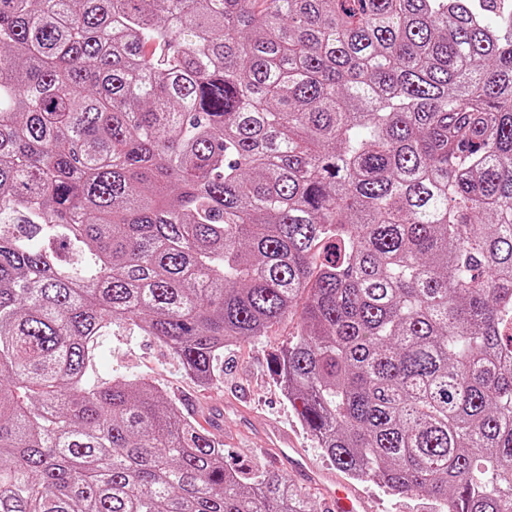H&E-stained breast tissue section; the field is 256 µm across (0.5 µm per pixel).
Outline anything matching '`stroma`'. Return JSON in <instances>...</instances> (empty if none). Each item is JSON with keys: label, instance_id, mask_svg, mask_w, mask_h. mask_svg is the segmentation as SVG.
<instances>
[{"label": "stroma", "instance_id": "obj_1", "mask_svg": "<svg viewBox=\"0 0 512 512\" xmlns=\"http://www.w3.org/2000/svg\"><path fill=\"white\" fill-rule=\"evenodd\" d=\"M298 318L289 316L258 340L235 343L224 349L223 372L217 387L203 389L190 380L167 349L138 329H120L102 337L93 365V380L122 375L145 377L164 387L179 405L195 404L223 413L224 462L250 469L263 463L266 430L277 425L287 431L315 466L336 480L344 475L317 448L303 428L273 374L272 356L296 332ZM373 512H439L425 496L393 495L372 482L359 485Z\"/></svg>", "mask_w": 512, "mask_h": 512}]
</instances>
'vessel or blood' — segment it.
<instances>
[{"mask_svg":"<svg viewBox=\"0 0 512 512\" xmlns=\"http://www.w3.org/2000/svg\"><path fill=\"white\" fill-rule=\"evenodd\" d=\"M271 441L273 447L280 451V460L286 463L290 471L309 486L326 494L331 512H367L368 505L363 495L350 484L334 483L328 473L317 469L306 456L293 450L292 438L287 432H274Z\"/></svg>","mask_w":512,"mask_h":512,"instance_id":"vessel-or-blood-1","label":"vessel or blood"}]
</instances>
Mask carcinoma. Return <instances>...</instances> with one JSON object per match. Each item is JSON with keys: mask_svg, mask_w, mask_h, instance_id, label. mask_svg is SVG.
<instances>
[{"mask_svg": "<svg viewBox=\"0 0 512 512\" xmlns=\"http://www.w3.org/2000/svg\"><path fill=\"white\" fill-rule=\"evenodd\" d=\"M275 375L351 478L512 512V0H0V512H317L166 390Z\"/></svg>", "mask_w": 512, "mask_h": 512, "instance_id": "carcinoma-1", "label": "carcinoma"}]
</instances>
